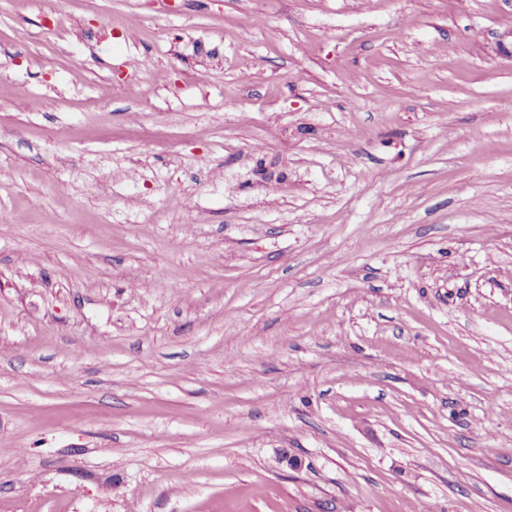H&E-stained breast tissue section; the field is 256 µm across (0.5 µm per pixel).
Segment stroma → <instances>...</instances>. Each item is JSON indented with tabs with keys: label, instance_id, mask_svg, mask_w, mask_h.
Returning a JSON list of instances; mask_svg holds the SVG:
<instances>
[{
	"label": "stroma",
	"instance_id": "1",
	"mask_svg": "<svg viewBox=\"0 0 512 512\" xmlns=\"http://www.w3.org/2000/svg\"><path fill=\"white\" fill-rule=\"evenodd\" d=\"M0 512H512V0H0Z\"/></svg>",
	"mask_w": 512,
	"mask_h": 512
}]
</instances>
